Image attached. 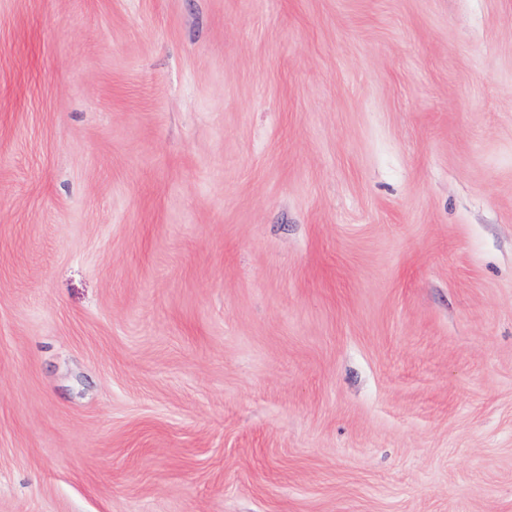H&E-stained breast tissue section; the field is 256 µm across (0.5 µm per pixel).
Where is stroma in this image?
Wrapping results in <instances>:
<instances>
[{
    "instance_id": "stroma-1",
    "label": "stroma",
    "mask_w": 512,
    "mask_h": 512,
    "mask_svg": "<svg viewBox=\"0 0 512 512\" xmlns=\"http://www.w3.org/2000/svg\"><path fill=\"white\" fill-rule=\"evenodd\" d=\"M0 512H512V0H0Z\"/></svg>"
}]
</instances>
